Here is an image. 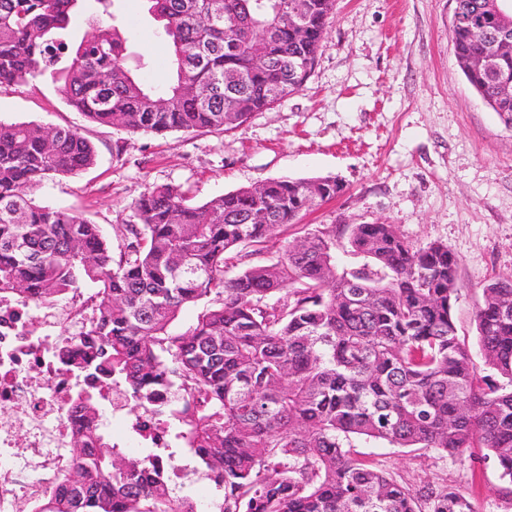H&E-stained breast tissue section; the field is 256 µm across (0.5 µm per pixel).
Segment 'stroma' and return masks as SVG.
I'll list each match as a JSON object with an SVG mask.
<instances>
[{
  "instance_id": "35a3bbf8",
  "label": "stroma",
  "mask_w": 512,
  "mask_h": 512,
  "mask_svg": "<svg viewBox=\"0 0 512 512\" xmlns=\"http://www.w3.org/2000/svg\"><path fill=\"white\" fill-rule=\"evenodd\" d=\"M128 63L148 84L171 72L170 54L145 0H121ZM454 0H336L326 40L301 91L230 131L131 133L86 121L44 76L0 88V121L78 129L97 148L95 166L34 189L42 204L81 213L113 250L133 206L171 185L194 202L270 179L332 175L345 189L280 230L261 254L278 255L305 231L335 224H391L418 243L437 242L459 260L453 309L458 336L480 361L475 312L483 288L512 274V127L459 69L451 42ZM363 456L411 487L471 490L477 512H512L498 496L496 465L472 473L466 459L408 448Z\"/></svg>"
}]
</instances>
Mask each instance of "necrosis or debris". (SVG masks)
Wrapping results in <instances>:
<instances>
[{"label":"necrosis or debris","mask_w":512,"mask_h":512,"mask_svg":"<svg viewBox=\"0 0 512 512\" xmlns=\"http://www.w3.org/2000/svg\"><path fill=\"white\" fill-rule=\"evenodd\" d=\"M96 305L93 294L79 288L51 302L0 297V512H16L21 500L39 512L73 468V440L86 424L79 399L89 387H96L103 409L97 425L115 446L174 444L154 407L131 414L121 381L95 385L58 364L55 345L87 329Z\"/></svg>","instance_id":"1"}]
</instances>
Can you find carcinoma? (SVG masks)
<instances>
[{
    "label": "carcinoma",
    "mask_w": 512,
    "mask_h": 512,
    "mask_svg": "<svg viewBox=\"0 0 512 512\" xmlns=\"http://www.w3.org/2000/svg\"><path fill=\"white\" fill-rule=\"evenodd\" d=\"M84 2L0 0V86L49 75L88 121L154 134L232 130L299 92L336 5L145 0L174 62L155 87L128 67L118 26L65 40ZM454 2L458 16L491 12L492 0ZM451 38L467 81L511 128L512 50L490 76L471 66L489 50L486 34L454 26ZM42 130L0 122V293L42 302L95 287L97 318L62 361L122 379L136 406L172 394L178 441L223 492L213 512H476L466 491L389 477L356 451L369 443L467 458L475 473L491 460L512 502L511 274L483 290L480 371L453 317L458 258L392 224L306 232L300 249L224 276L226 252L261 247L335 199L336 177L272 179L202 204L155 187L136 201L138 223L115 257L98 225L30 197L98 157L75 128H54L49 148ZM339 249L355 260L338 262ZM189 306L195 319L172 331ZM84 409L74 467L42 512H197L149 458L97 433L93 396Z\"/></svg>",
    "instance_id": "carcinoma-1"
}]
</instances>
